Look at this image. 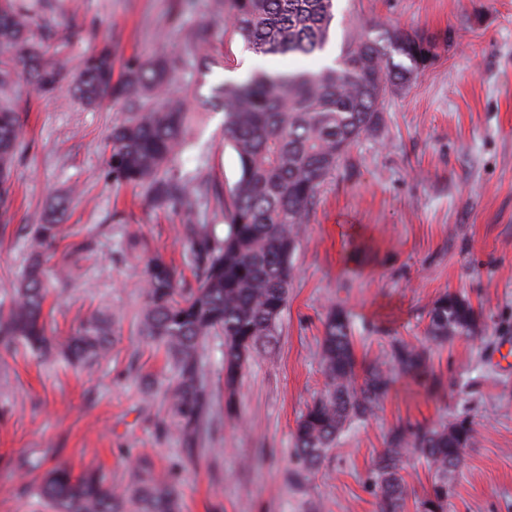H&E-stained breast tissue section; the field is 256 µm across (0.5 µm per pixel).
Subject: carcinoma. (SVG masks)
<instances>
[{"instance_id":"carcinoma-1","label":"carcinoma","mask_w":512,"mask_h":512,"mask_svg":"<svg viewBox=\"0 0 512 512\" xmlns=\"http://www.w3.org/2000/svg\"><path fill=\"white\" fill-rule=\"evenodd\" d=\"M213 6L224 16V33L261 56L323 52L335 19L334 0H214ZM35 15L23 0H0V224L10 223L12 173L22 138L14 91L19 75L51 98L67 74L66 62L45 60L32 29ZM210 30L209 23L196 25L195 48L210 43ZM437 57L436 42L422 31L364 23L347 29L330 65L259 69L242 81L225 82L211 98L223 113L224 143L240 169L226 190L176 171L175 161L207 116L189 108L186 97L168 92L187 59L135 62L111 83L112 52L102 47L85 56L72 93L87 105L110 98L123 109L109 134L112 183L145 187L159 209L184 207L190 213L214 201L224 217L221 236L213 224L183 225L195 285L185 286L160 254L148 260L139 285L141 335L163 347L175 373L166 401L170 427L186 457L200 451L211 417L213 395L201 363L206 340L224 337V385L233 387L257 348L273 340L295 275L299 229L309 222L321 186L377 126L386 95ZM68 207L69 198L59 197L28 225V264L19 286L0 301V346L13 356L20 347L37 356L52 351L80 365L112 351L115 331L104 314L87 317L61 344L48 336L43 260L61 236ZM478 328V315L464 296L448 292L434 301L429 341L444 344L455 336H474ZM319 355L324 389L294 432V458L308 473L319 470L346 428L376 414L397 378L419 379L430 371L427 349L403 340L392 341L374 358L358 356L350 317L341 307L326 315ZM477 436L466 419L393 429L371 469L377 512H405L404 462L410 457L428 466L429 486L415 498V512H449L448 485ZM35 496L48 512H182L176 479L158 475L147 458L135 464L122 487L97 469L75 476L56 466L43 476Z\"/></svg>"}]
</instances>
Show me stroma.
Wrapping results in <instances>:
<instances>
[{"mask_svg": "<svg viewBox=\"0 0 512 512\" xmlns=\"http://www.w3.org/2000/svg\"><path fill=\"white\" fill-rule=\"evenodd\" d=\"M49 2L34 30L48 59H66L71 81L83 56L105 45L118 73L132 60L188 53L189 26L210 17L212 5L184 0L178 26L173 0ZM362 20L423 30L437 38L439 57L387 95L375 131L322 185L301 227L276 344L253 354L234 403L221 382L222 339H209L212 420L192 459L160 427L170 372L140 333L138 288L154 253L187 270L188 217L155 209L142 188L112 185L107 137L118 107L82 106L65 89L46 99L18 84L23 139L13 219L0 229V298L26 263L23 224L52 192L67 193L65 242L47 265L68 269L67 279L49 281L55 332L66 337L99 311L115 336L109 358L81 368L0 355V512H43L31 495L38 473L17 466L35 451L51 466L101 468L115 484L145 456L161 474L179 463L183 512H376L370 469L390 431L458 417L475 424L479 442L452 485L450 512H512V366L498 360L512 345V0H337L332 46ZM206 52L211 69L185 73L179 89L206 97L268 64L228 36ZM203 140L183 153L180 170L231 187L239 164L221 116ZM447 291L471 301L481 332L433 348V381L397 379L376 415L347 428L317 472L302 485L287 482L296 421L323 387L319 337L329 309L349 313L358 353L374 357L395 339L425 343L432 304Z\"/></svg>", "mask_w": 512, "mask_h": 512, "instance_id": "obj_1", "label": "stroma"}]
</instances>
